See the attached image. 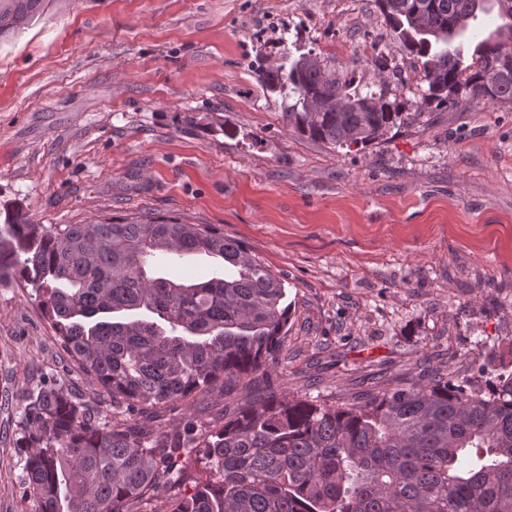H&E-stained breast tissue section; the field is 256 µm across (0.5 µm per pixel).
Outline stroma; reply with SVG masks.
<instances>
[{
    "label": "stroma",
    "mask_w": 512,
    "mask_h": 512,
    "mask_svg": "<svg viewBox=\"0 0 512 512\" xmlns=\"http://www.w3.org/2000/svg\"><path fill=\"white\" fill-rule=\"evenodd\" d=\"M314 51L362 86L389 65L404 124L365 148L288 128L258 60ZM422 74L374 0H43L0 37V208L35 222L170 215L240 240L291 305L288 389L341 403L421 359L476 377L512 340V104L422 110ZM192 113L195 126L183 117ZM66 383L111 410L63 352L31 286L0 280V512L25 493L23 399ZM215 385L175 403L223 422Z\"/></svg>",
    "instance_id": "obj_1"
}]
</instances>
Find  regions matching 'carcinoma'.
<instances>
[{"label":"carcinoma","instance_id":"1","mask_svg":"<svg viewBox=\"0 0 512 512\" xmlns=\"http://www.w3.org/2000/svg\"><path fill=\"white\" fill-rule=\"evenodd\" d=\"M375 2L419 64L423 107L512 104V68L501 65L512 0ZM41 3L0 0V35L23 30ZM494 10L495 36L467 53L454 44ZM256 75L289 101V128L334 149L405 122L384 88L354 89L311 51ZM167 252L220 258L230 271L176 280L151 263ZM9 269L43 293L64 350L112 397L108 416L63 385L27 392L17 447L36 512H512V343L486 354L476 387L438 369L428 383L340 405L276 388L255 398L253 376L278 371L291 306L240 241L170 217L47 227L5 208L0 273ZM219 381L239 395L223 425H167L173 403Z\"/></svg>","mask_w":512,"mask_h":512}]
</instances>
